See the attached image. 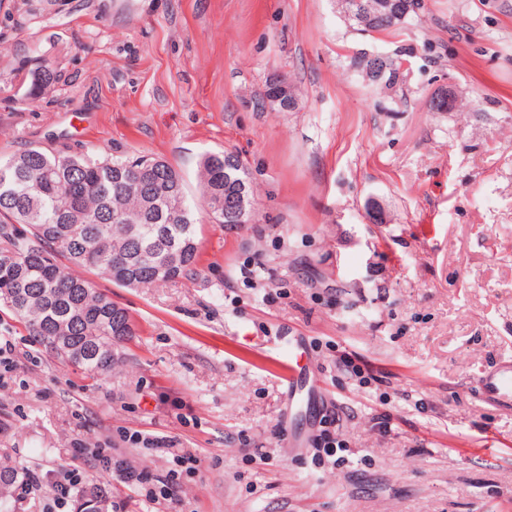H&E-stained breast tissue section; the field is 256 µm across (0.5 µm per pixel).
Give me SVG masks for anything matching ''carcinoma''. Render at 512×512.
I'll return each instance as SVG.
<instances>
[{
	"mask_svg": "<svg viewBox=\"0 0 512 512\" xmlns=\"http://www.w3.org/2000/svg\"><path fill=\"white\" fill-rule=\"evenodd\" d=\"M395 12L378 17L379 0H339L342 13L367 33H391L417 15L420 0H396ZM354 64L376 85L394 86L401 63L363 53ZM22 101L34 104L57 78L49 63L29 72ZM198 200L189 199L182 175L165 159L113 158L88 152L51 154L30 145L0 159V301L23 320L56 357L94 377L112 369V348L133 335L126 311L79 274L90 268L120 287L165 284L196 272L195 211L209 223L229 225L249 217L255 189L240 157L209 152L199 162ZM62 254L69 269L60 267ZM0 482V512L19 469ZM90 480L79 505L108 500Z\"/></svg>",
	"mask_w": 512,
	"mask_h": 512,
	"instance_id": "carcinoma-1",
	"label": "carcinoma"
}]
</instances>
